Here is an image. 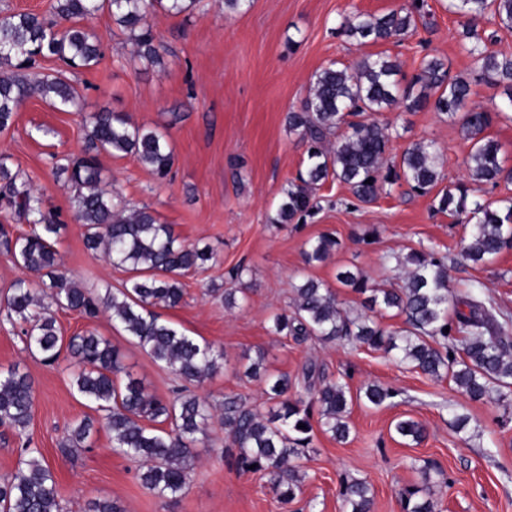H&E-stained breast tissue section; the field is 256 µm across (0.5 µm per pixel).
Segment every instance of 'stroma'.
<instances>
[{"label": "stroma", "instance_id": "35a3bbf8", "mask_svg": "<svg viewBox=\"0 0 512 512\" xmlns=\"http://www.w3.org/2000/svg\"><path fill=\"white\" fill-rule=\"evenodd\" d=\"M415 0H253L243 13L225 11L224 0H202L200 9L158 15L153 30L165 53L161 63L140 59L126 33L108 13L90 23L101 42L98 65L67 69L57 59L41 60L42 75L63 74L79 91L78 103L60 111L40 96L22 100L13 125L0 132V156L18 181L40 193L63 227L56 240L61 268L84 290L104 295L128 278L99 251L87 249L83 229L71 209L72 190L53 167L83 154L87 131L82 116L106 109L166 135L174 163L160 180L136 158L98 157L104 184L117 185L133 206L149 207L179 240L209 247L215 260L203 272L183 277L184 299L161 307V321L221 351L220 368L191 394L221 404L242 396L267 409L263 381L245 377L249 359L262 358L269 374L295 378L308 363L344 376L355 401L350 436L337 442L321 426L300 464L306 474L297 499L282 506L262 472L239 470L238 450L226 447L224 429L211 421L194 449L197 463L185 490L154 496L138 478V463L112 450V435L101 426V412L73 389L68 355L52 365L26 346L21 326L0 313V368L18 366L34 383L32 417L26 434L50 464L61 512H77L88 502L109 499L122 512H346L343 486L366 481L374 494L373 512H403L400 494L421 485L430 465L437 512H512V404L475 401L448 379L437 381L401 364L392 355L348 342L305 341L270 332L273 313L287 309L294 288L311 277L335 287L342 307L363 312L364 295L339 287L337 272L358 269L372 285L399 281L395 256L420 246L447 251L452 291L471 282L502 311L512 313V249L479 264H456L470 226L438 212L432 195L409 187L352 204L347 186L327 180L314 195L320 209L301 224L272 223L282 189L307 162L306 144L288 129L287 115L299 111L316 71L330 63L354 66L364 57H391L400 65L399 84L418 74L422 58L441 59L472 88L468 107L488 99L505 100L504 86L478 79L464 50V17L448 12L447 0H416L415 27L403 39L358 43L340 30L356 13L381 16L406 12ZM399 133L391 156L409 144L434 141L443 158L439 189L465 182L470 143L459 119L433 107H396L378 114ZM339 246L324 262L306 264L309 240L321 234ZM245 265L237 305L226 308L228 272ZM63 336L93 332L111 340L126 371L148 389L172 400V374L115 325L106 311L89 317L56 312ZM396 390L381 406L358 399L365 384ZM468 417L463 430L453 416ZM97 426L84 447L69 448L72 427L84 418ZM403 417L420 421L422 442L404 441L393 426Z\"/></svg>", "mask_w": 512, "mask_h": 512}]
</instances>
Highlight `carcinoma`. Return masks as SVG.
I'll return each mask as SVG.
<instances>
[{
  "instance_id": "1",
  "label": "carcinoma",
  "mask_w": 512,
  "mask_h": 512,
  "mask_svg": "<svg viewBox=\"0 0 512 512\" xmlns=\"http://www.w3.org/2000/svg\"><path fill=\"white\" fill-rule=\"evenodd\" d=\"M200 0H55L52 17L20 13L0 18V131L8 129L19 102L39 94L54 108L64 111L79 98L76 88L60 76L34 80L19 73L31 58H56L73 68H88L102 58L99 40L89 22L100 12L129 33L137 56L160 57L150 19L158 14H179L197 8ZM448 11L468 18L461 37L480 78L512 88V54L488 48L474 27L491 12L502 28L512 31V0H448ZM412 12L382 16L356 14L345 19L343 33L360 42L404 37ZM398 65L388 57L362 58L354 68L332 63L313 78L301 110L288 113V128L308 144V163L299 183L282 190L275 224H289L296 217L314 213L318 202L311 189L333 178L348 186L362 202L407 183L421 195L429 194L441 180V156L432 141H420L403 150L399 162L387 163L393 131L367 115L402 104L416 111L428 104L451 116L465 107L471 94L468 80L453 75L435 57H425L420 72L399 89L394 76ZM502 105L494 100L463 113L462 128L471 141L466 159L468 181L455 190H441L434 208L471 223L470 237L460 256L464 261L486 262L512 249V200L499 206L480 199L485 185L495 186L504 173L498 144L484 132L502 117ZM89 149L95 151L57 168L74 188L71 197L75 220L84 228L88 248L104 250L112 265L129 273L124 288L95 298L76 286L60 270L54 241L62 224L44 210L41 196L27 183L16 184L5 159L0 157V181L10 196L9 204L38 229L13 232L0 224V246L25 270L48 277L43 288L20 278L0 302L7 316L29 325L24 331L27 348L48 364L56 363L62 349L74 359L77 394L104 413L103 425L112 433L113 450L140 464L139 480L151 493L166 498L187 485L195 464L197 435L213 419L214 405L195 395L176 390L167 403L143 383L126 375L119 349L93 333L64 340L51 308L94 315L99 308L131 337L153 360L168 368L176 379L199 385L219 367L223 354L192 336L159 321L153 308L175 307L184 297L181 277L204 272L214 261L212 251L178 240L147 207L131 208L116 188L101 186L97 154L133 156L160 179L173 164L174 154L159 131L137 125L124 113L100 110L83 116ZM344 129L340 135L338 129ZM338 242L323 234L307 242L305 262H321ZM407 268L396 288H373L359 273L346 268L336 275L345 288L366 295L372 312L403 318L404 327L390 331L372 316H350L336 292L323 282L307 279L295 288L291 310L271 317L278 335L346 341L394 354L403 364L436 380L451 379L476 401L499 404L512 397V316L496 311L478 283L455 296L454 315L448 316V254L431 246L412 249L395 257ZM268 412L247 406L236 397L224 398V430L238 448L240 469L262 471L269 476L277 500L288 506L301 490L302 476L291 460L313 443V413L324 431L338 442L350 434L347 422L353 398L380 406L395 396L391 389L369 384L363 394L352 396L340 377L330 378L314 364L303 369V380L286 375L268 380ZM34 400L31 377L11 366L0 369V426L19 436L28 427ZM303 423L306 428L299 429ZM94 423L83 420L71 431L70 441L84 443ZM394 430L418 443L424 427L412 419H400ZM348 512H372L369 484L355 480L341 491ZM405 512H436L430 486L401 493ZM0 512H60L53 472L36 448L25 444L24 456L10 476L0 482Z\"/></svg>"
}]
</instances>
